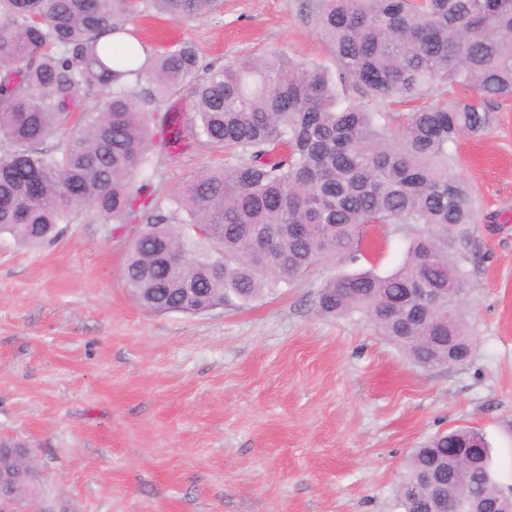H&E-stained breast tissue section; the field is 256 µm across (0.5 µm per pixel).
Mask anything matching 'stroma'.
Returning <instances> with one entry per match:
<instances>
[{
    "label": "stroma",
    "mask_w": 512,
    "mask_h": 512,
    "mask_svg": "<svg viewBox=\"0 0 512 512\" xmlns=\"http://www.w3.org/2000/svg\"><path fill=\"white\" fill-rule=\"evenodd\" d=\"M314 0H223L183 22L136 18L146 42L193 44L203 64L284 53L334 69ZM225 163L221 148L159 152L158 199ZM468 184V360L423 369L365 321L316 309L354 267L386 274L412 236L370 228L358 264L323 262L247 305L156 313L130 294L128 232L92 212L38 246L0 237V439L41 472L35 512H400L409 454L479 429L512 480V100L457 146Z\"/></svg>",
    "instance_id": "stroma-1"
}]
</instances>
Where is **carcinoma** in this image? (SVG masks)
Segmentation results:
<instances>
[{"label":"carcinoma","mask_w":512,"mask_h":512,"mask_svg":"<svg viewBox=\"0 0 512 512\" xmlns=\"http://www.w3.org/2000/svg\"><path fill=\"white\" fill-rule=\"evenodd\" d=\"M218 0H0V234L38 245L80 213L140 224L124 278L155 312L196 315L248 304L317 263L355 262L372 224L418 227L400 267L328 279L316 307L367 320L422 368L463 363L464 312L448 293L431 304L411 288L468 287L472 213L449 149L479 135L512 98V0H315L336 77L284 55L203 66L180 41H127L131 21L180 22ZM113 36L102 41L105 35ZM456 88L468 97L451 96ZM186 93L189 122L161 133L149 106ZM98 106L59 148L50 144L81 98ZM409 106L398 127L386 103ZM203 141L227 163L201 170L167 198L142 174L150 152ZM24 444L0 442V480L33 467ZM463 512L505 507L483 434L459 426L413 450L397 485L402 512H428L434 483Z\"/></svg>","instance_id":"cac0c4a2"}]
</instances>
